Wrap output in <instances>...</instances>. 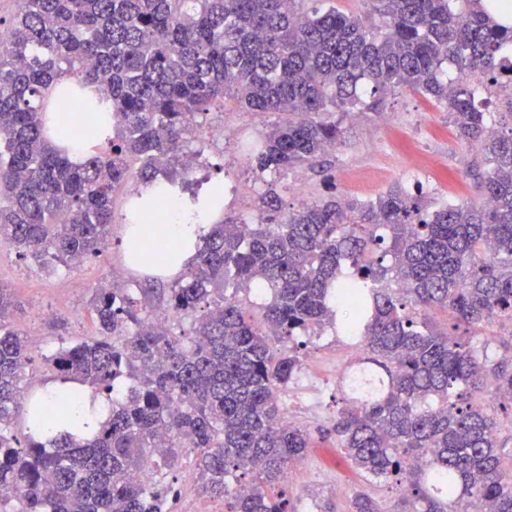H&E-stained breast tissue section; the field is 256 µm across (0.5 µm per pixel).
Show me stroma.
<instances>
[{"mask_svg": "<svg viewBox=\"0 0 512 512\" xmlns=\"http://www.w3.org/2000/svg\"><path fill=\"white\" fill-rule=\"evenodd\" d=\"M341 142L328 152L320 165L300 168L280 177L277 188L286 207H298L302 199H316L328 191L360 200H370L399 185L413 189L422 183L429 202L481 200V177L487 170L478 146L460 141L444 108L423 95L395 90L384 95L379 107L349 117L337 111ZM275 120L271 114L242 112L234 107L211 109L200 134L188 141L186 150L199 153L201 163L194 180L209 184L223 181L236 186L232 205L225 216H248L254 200L265 187L247 152ZM223 137H216V130ZM466 155L464 167L455 159ZM304 184L295 194V181ZM137 180H129L113 195L116 220L105 251L84 259L80 269L63 266L46 269L32 259L20 258L11 247L0 245V286L8 288L17 302L12 325L24 333L31 348L27 367L26 396L46 391L53 384V372L45 362L60 346L96 337L98 327L90 299L99 280L113 267L123 270L125 288H145L142 314L153 318L165 312L164 288L169 277H152L127 267L122 241V217ZM352 349L338 342L331 330L312 337L303 359L301 373L289 392L301 393L304 403L295 409V424L314 434L301 466L293 468L287 483L294 512H348L349 502L360 490H369L386 505H393L399 491L393 486L368 484L337 448L333 439L318 436L342 405L343 395L334 374L344 372Z\"/></svg>", "mask_w": 512, "mask_h": 512, "instance_id": "obj_1", "label": "stroma"}]
</instances>
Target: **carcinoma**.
Instances as JSON below:
<instances>
[{
  "instance_id": "cac0c4a2",
  "label": "carcinoma",
  "mask_w": 512,
  "mask_h": 512,
  "mask_svg": "<svg viewBox=\"0 0 512 512\" xmlns=\"http://www.w3.org/2000/svg\"><path fill=\"white\" fill-rule=\"evenodd\" d=\"M325 2L24 0L0 18V243L47 268L101 251L114 191L180 164L210 106L286 115L250 152L257 171L281 176L336 145V108L372 109L408 88L443 106L490 164L482 201L432 210L418 183L286 212L267 184L254 217L210 226L168 289L187 339L146 323L128 289H96L99 337L46 358L59 383L111 402L87 434L66 387L30 401L25 438L11 432L29 348L0 288V486L15 491L0 512H166L165 486L143 478L162 433L172 439L155 468L197 449L202 490L224 512H292L285 474L311 436L283 423L281 394L302 370L303 338L327 325L365 352L363 387L326 428L358 473L401 486L397 512H467L476 500L512 512V454L497 437L512 427V356L489 358L496 337L481 334L494 322L512 339V131L495 127L471 80L500 83L512 26L481 0H375L382 31ZM62 74L76 83L50 102ZM62 100L96 113L105 136L79 162L47 136ZM256 286L270 294L258 318L237 298ZM123 376L136 385L118 392ZM489 382L500 413L483 401ZM349 512L391 509L359 491Z\"/></svg>"
}]
</instances>
